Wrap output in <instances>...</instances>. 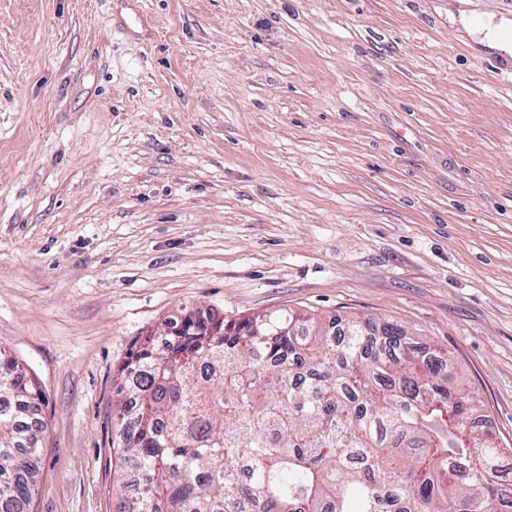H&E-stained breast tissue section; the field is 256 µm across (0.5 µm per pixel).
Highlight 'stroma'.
Instances as JSON below:
<instances>
[{
	"label": "stroma",
	"mask_w": 512,
	"mask_h": 512,
	"mask_svg": "<svg viewBox=\"0 0 512 512\" xmlns=\"http://www.w3.org/2000/svg\"><path fill=\"white\" fill-rule=\"evenodd\" d=\"M512 0H0V347L31 512H115L112 402L195 309L429 336L512 446ZM461 25L472 35H475L477 41L484 46L500 50L502 52H508V41L501 40L504 33L508 31L510 21L508 19H500L497 23H489L480 28L476 27L473 19L468 15H461ZM44 398L38 382L0 349V512L28 511L44 433L31 413Z\"/></svg>",
	"instance_id": "obj_1"
}]
</instances>
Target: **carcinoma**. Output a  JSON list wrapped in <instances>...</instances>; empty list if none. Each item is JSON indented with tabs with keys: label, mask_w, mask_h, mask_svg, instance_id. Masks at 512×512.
I'll use <instances>...</instances> for the list:
<instances>
[{
	"label": "carcinoma",
	"mask_w": 512,
	"mask_h": 512,
	"mask_svg": "<svg viewBox=\"0 0 512 512\" xmlns=\"http://www.w3.org/2000/svg\"><path fill=\"white\" fill-rule=\"evenodd\" d=\"M426 347L358 316L185 313L164 348L147 338L120 368L116 512H512V447ZM44 398L0 351V512H27Z\"/></svg>",
	"instance_id": "carcinoma-1"
}]
</instances>
